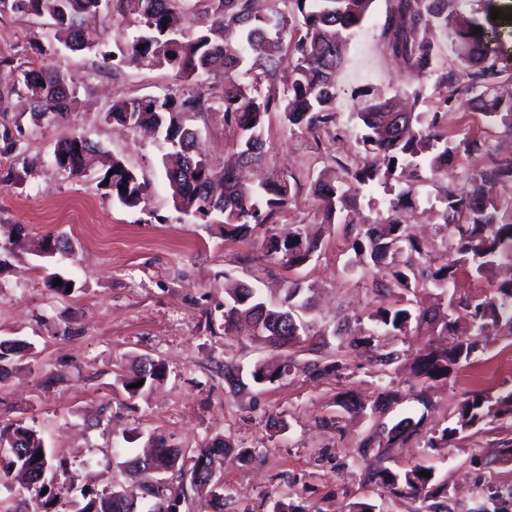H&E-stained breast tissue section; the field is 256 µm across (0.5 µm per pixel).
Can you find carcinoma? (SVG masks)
<instances>
[{"label":"carcinoma","mask_w":512,"mask_h":512,"mask_svg":"<svg viewBox=\"0 0 512 512\" xmlns=\"http://www.w3.org/2000/svg\"><path fill=\"white\" fill-rule=\"evenodd\" d=\"M191 0H112V13L121 21L137 24L132 39L117 47L112 58L121 63L168 67L183 81L221 74L220 90L210 98L170 93L112 101L107 115L112 124L134 131L150 127L161 133L168 146L163 165L174 205L181 213L204 223L215 212L224 220V235L245 240L258 228H265L261 249L266 258L288 270L309 264L320 250L321 238L305 225L297 231L299 241L286 242L272 233L270 224L288 206L291 186L285 179L272 178L245 191L240 184V167L261 164L267 153L265 122L270 114L279 116L289 129L311 132L335 123L332 112L336 99V72L342 57L334 52L339 33L351 36L364 20L374 0H294L301 16L294 22L290 14L277 9L263 12L258 0H200L205 20L188 31L179 24ZM97 0H12V9L47 17L53 39L72 50L98 49L97 30L86 24V16L96 12ZM477 25L462 16H448V0H397L387 17L384 31L392 32V51L403 58L419 83L437 74L436 61L441 43L453 37L457 46V73L439 77L452 93L477 92L483 115L512 132V103L505 104L496 93L495 59L487 51L485 37L475 33ZM12 83L13 91L25 98L34 119L55 121L70 112L77 86L65 74L44 66L13 67L0 73ZM268 85L262 89V85ZM362 107L354 116L362 129L360 141L368 156L364 165L342 174L319 178L314 193L321 202V223L332 224L337 209L357 199L372 183L391 185L398 192L389 199L385 223L360 228L351 246L353 265L374 267L381 277L375 285L381 296L390 299L369 315L372 327L344 330L347 346L365 347L374 362L390 367L403 353L389 350L385 339L405 336L411 325L431 324L435 315L423 307L420 294L433 288L442 292L456 285L458 268L467 266L477 275L502 263L512 262V219L501 214L494 197L497 184L512 181V158L489 170L471 175L472 191L449 194L438 231L454 242L455 258L440 263L430 260L417 269L401 265L400 256L425 255L426 246L408 232L403 211L410 208L414 182L423 169L444 175L453 161L448 145H440L438 112L396 111L395 97L361 89ZM198 112L222 114L224 125L235 130L236 162L215 165L199 148L198 132L189 124ZM56 165L73 175L103 169L101 185L112 200L127 208L146 202L149 184L125 162L87 137L68 133L54 146ZM301 282L291 283L282 304L272 305L255 288L225 276L224 333H246L263 343L286 347L302 336H310L311 325L295 323L289 314L308 309ZM451 310L464 311L465 328L456 334L451 350L425 348L414 358V396L428 403L430 383L448 378L451 367L468 362L480 350L487 336L501 325L512 333V278L490 292L467 294L449 302ZM294 361L286 358L272 367L255 362L248 371L256 386L274 383L292 374ZM342 368L334 360L304 366L312 379ZM160 359L137 360L131 374L120 376L124 389L135 397L147 392L166 377ZM143 382L139 388L134 384ZM512 423V388L494 394L472 391L461 401L450 426L432 430L430 448H447L467 430L487 420ZM426 433L423 419H404L390 428L381 427L364 436L356 454L364 463L365 482L385 487L392 495H404L421 502L419 512H450L448 481L438 480L435 469L422 463L400 472L384 466L391 450L415 436ZM226 440L217 439L187 458L182 449L161 435L152 437L149 452L128 460V471L141 486L157 476L170 482L139 501L127 495L121 485L109 483L77 512H179L180 503L194 493L199 512H224V487L216 485L210 471L219 468ZM55 454L33 427L18 420L0 427V484L13 474L26 472L23 490L32 494L30 512H46V487L42 474L54 472ZM429 472L425 477L422 472ZM484 502L505 497L512 501V485L483 484Z\"/></svg>","instance_id":"carcinoma-1"}]
</instances>
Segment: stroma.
I'll use <instances>...</instances> for the list:
<instances>
[{
    "instance_id": "35a3bbf8",
    "label": "stroma",
    "mask_w": 512,
    "mask_h": 512,
    "mask_svg": "<svg viewBox=\"0 0 512 512\" xmlns=\"http://www.w3.org/2000/svg\"><path fill=\"white\" fill-rule=\"evenodd\" d=\"M395 5L396 0H374L359 26L336 77L334 124L301 134L273 116L265 127L269 151L263 170L283 176L292 187L277 228L322 227L321 251L299 274L312 287L303 317L328 342L318 351L310 340L283 350L225 334V274L277 302L291 271L262 255L261 233L228 241L220 216L198 224L176 210L161 167V141L104 118L112 98L207 93L216 78L187 83L167 68L113 69L105 55L125 41L129 28L110 25L102 30L99 51L73 52L56 44L47 18L0 4V64L44 65L78 86L75 109L56 124L32 119L25 101L0 80V246L7 249L0 260V339L31 345L29 354L0 376V426L24 421L55 449L59 466L49 512H74L82 490L98 492L110 481L137 492L126 461L155 433L191 450L230 437L232 449L220 467L224 512H273L278 501L312 512H344L356 501L376 505L379 512H418V500L384 498L364 484V465L353 449L378 424L390 426L405 417L423 419L429 428L447 426L465 393L478 387L472 374L512 349V334L503 328L490 336L471 363L454 367L448 379L431 387L425 406L413 397L410 360L427 347V328L394 340L393 348L406 359L398 370L380 375L369 352L346 348L339 333L344 322L376 310L375 275L348 268L353 235L344 225L322 224L314 181L321 172L363 160L354 117L359 89L391 95L422 88L417 109L441 113L440 133L454 150V162L447 175L421 173L405 219L433 258L446 257L451 249L437 231L445 197L470 191L473 171L512 158V133L485 119L474 94L452 95L431 80L417 85L382 33ZM448 9L486 32L496 58L497 89L512 100V0H448ZM494 9L502 18H491ZM191 124L215 163L232 154L236 135L219 115L198 113ZM71 131L100 144L148 181L146 203L123 207L106 194L101 172L77 176L58 168L54 145ZM466 137L479 141L480 151H466ZM53 234L67 238L68 250L40 256L41 243ZM55 271L73 280L71 292L49 287L47 277ZM145 355L163 360L167 376L146 395L129 397L119 377ZM288 356L298 370L285 380L261 387H233L224 380L225 364L245 370L259 360L278 363ZM328 357L341 359L338 374L312 381L301 372V365ZM385 387L397 390L399 398L384 412L346 416L337 430L322 426L323 417L337 413L341 395L370 403ZM273 415L281 417V428H269ZM510 439L512 430L484 429L449 449L413 440L395 449L385 465L396 472L415 462L433 466L449 484L455 512H476L483 480L512 484V461L500 454ZM240 448L254 450L251 462L238 461ZM473 456L486 461V469H470Z\"/></svg>"
}]
</instances>
